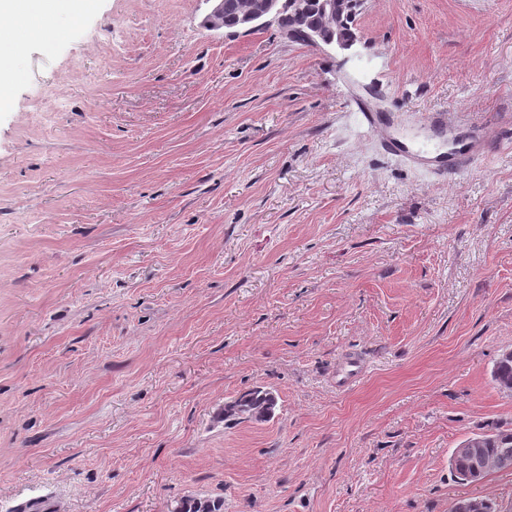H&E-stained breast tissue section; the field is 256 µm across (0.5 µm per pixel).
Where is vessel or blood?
I'll list each match as a JSON object with an SVG mask.
<instances>
[{
	"label": "vessel or blood",
	"instance_id": "1",
	"mask_svg": "<svg viewBox=\"0 0 512 512\" xmlns=\"http://www.w3.org/2000/svg\"><path fill=\"white\" fill-rule=\"evenodd\" d=\"M354 119L360 126L382 137L387 153L437 174L464 169L485 153L486 140L482 133L449 136L448 115L444 112H434L423 118L426 126L439 137L438 144L431 147L419 146L412 138L393 134V117L371 111L366 106H358Z\"/></svg>",
	"mask_w": 512,
	"mask_h": 512
}]
</instances>
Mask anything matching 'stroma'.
<instances>
[{"mask_svg": "<svg viewBox=\"0 0 512 512\" xmlns=\"http://www.w3.org/2000/svg\"><path fill=\"white\" fill-rule=\"evenodd\" d=\"M208 0L34 23L0 112V512H512L454 448L512 426V0H366L348 50ZM451 129L442 180L357 104ZM358 357L340 389L336 367ZM255 387L278 404L227 424ZM354 120L362 127L383 138V149L394 156L401 157L411 165L431 170L436 174H448L470 166L485 153V136L479 131L464 136L455 135L452 141L440 139L432 147L418 146L414 139L393 134L390 131L394 123L393 116L372 112L365 105L357 104ZM276 405L277 398L272 391L257 387L225 402L222 417L233 423L242 422L240 420L262 423L273 417Z\"/></svg>", "mask_w": 512, "mask_h": 512, "instance_id": "1", "label": "stroma"}]
</instances>
